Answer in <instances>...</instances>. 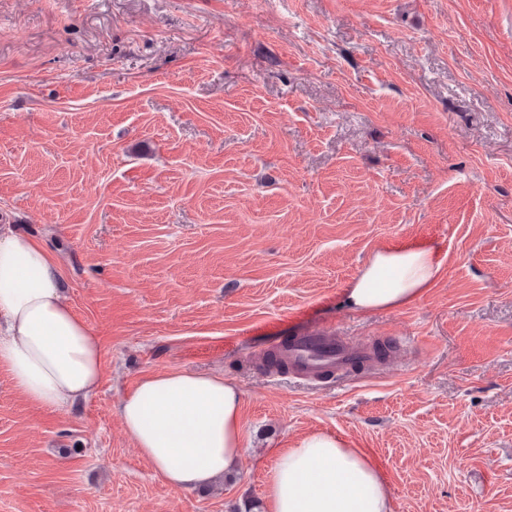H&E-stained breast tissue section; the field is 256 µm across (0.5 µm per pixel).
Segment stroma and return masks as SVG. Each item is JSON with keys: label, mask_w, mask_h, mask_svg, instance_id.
<instances>
[{"label": "stroma", "mask_w": 512, "mask_h": 512, "mask_svg": "<svg viewBox=\"0 0 512 512\" xmlns=\"http://www.w3.org/2000/svg\"><path fill=\"white\" fill-rule=\"evenodd\" d=\"M99 333L96 391L35 407L0 363V512H273L277 451L365 449L393 512H512V0H0V229ZM442 272L343 294L380 248ZM403 338L302 383L262 349ZM242 393L240 465L170 486L122 428L149 374ZM441 270L437 250L425 244L384 248L347 288L345 302L357 312L404 307L431 288Z\"/></svg>", "instance_id": "35a3bbf8"}]
</instances>
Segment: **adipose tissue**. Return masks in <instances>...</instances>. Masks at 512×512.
Here are the masks:
<instances>
[{
	"instance_id": "adipose-tissue-1",
	"label": "adipose tissue",
	"mask_w": 512,
	"mask_h": 512,
	"mask_svg": "<svg viewBox=\"0 0 512 512\" xmlns=\"http://www.w3.org/2000/svg\"><path fill=\"white\" fill-rule=\"evenodd\" d=\"M436 249L406 243L374 253L345 292L357 312L411 304L438 279ZM0 362L31 404L54 410L99 384V336L65 304L58 269L29 238L0 237ZM119 414L127 435L176 488L208 485L242 457L241 399L236 386L208 374L168 371L143 377ZM273 512H392L380 468L362 449L316 433L281 451L268 474Z\"/></svg>"
}]
</instances>
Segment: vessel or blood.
<instances>
[{"instance_id":"vessel-or-blood-1","label":"vessel or blood","mask_w":512,"mask_h":512,"mask_svg":"<svg viewBox=\"0 0 512 512\" xmlns=\"http://www.w3.org/2000/svg\"><path fill=\"white\" fill-rule=\"evenodd\" d=\"M281 355L289 372L307 381H317L328 375L344 377L356 359L367 367L375 364L371 346L342 336L313 333L295 337Z\"/></svg>"}]
</instances>
